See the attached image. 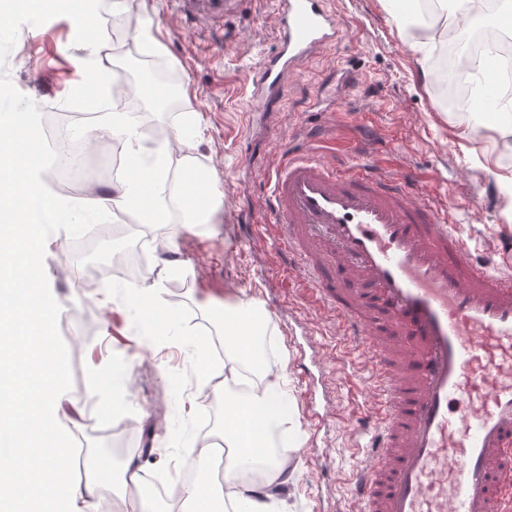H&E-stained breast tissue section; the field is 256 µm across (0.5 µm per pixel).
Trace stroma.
<instances>
[{"label": "stroma", "mask_w": 512, "mask_h": 512, "mask_svg": "<svg viewBox=\"0 0 512 512\" xmlns=\"http://www.w3.org/2000/svg\"><path fill=\"white\" fill-rule=\"evenodd\" d=\"M328 8L340 28L336 44L289 76L284 97L269 101L246 89L244 79L277 48L275 0H241L235 12L225 15L223 30L203 40L190 37L186 23L172 19V0H121L116 8L105 0L100 12L106 41L99 52L127 84L121 109L137 113L144 143L155 147L174 140L186 112L198 115L199 141L168 156V173L179 180L189 163L208 171L223 194L222 206L205 231L193 224L181 227L170 252L161 248L165 229L150 227L146 266L162 279L169 306L193 340L206 343L211 364L224 362L218 314L224 302L246 299L268 313L267 339L284 357L288 394L291 445L284 450V481L273 487L283 512H352L349 478L360 461L357 423L375 394L369 354L340 353L333 321L303 308L295 294L281 287L280 276L300 280L303 268L289 267L271 240L247 244L238 237L239 224L266 220L267 176L278 153L312 127L341 141L368 139L369 150L403 170L432 174L434 200L470 237L474 261H484L486 249L512 235L508 202L499 186L500 177H512V135L502 136L493 127L467 133L458 124L459 110L480 76L459 68L457 57L441 53L445 41L462 35L456 4H449L447 13L422 33L436 47L434 67L446 72L439 85L421 77L417 55L383 0H329ZM146 29L179 78L178 99L162 110L142 93L147 77L167 83L166 76L156 75L155 59L140 37ZM62 67L60 79L48 80L40 53L21 54L12 63L10 79L24 95L39 100L51 120L101 125L103 112H77L66 105L74 70L67 60ZM332 93L341 100L339 108L319 105L320 97ZM44 265L53 296L77 300L74 319L84 331L79 356L67 357L63 365L76 414L65 434L80 451L74 479L98 484L105 512H181L178 496L160 495L142 504L137 490L125 485L122 469L135 459L145 478L152 479L178 466L180 451L169 442V423L182 413L180 393L195 387L193 373H186L181 390H174L165 369L180 364L179 352L149 355L132 340L122 315L101 310L96 289L75 287L74 270H89L91 263L74 240L50 236ZM107 354L115 355L119 368L128 369L133 379V408L108 432L88 408L85 379L76 375L77 368ZM320 368L329 375L331 402L319 424L308 416L306 391ZM190 423L196 452H205L211 438L224 431L223 399L208 392L197 396Z\"/></svg>", "instance_id": "stroma-1"}]
</instances>
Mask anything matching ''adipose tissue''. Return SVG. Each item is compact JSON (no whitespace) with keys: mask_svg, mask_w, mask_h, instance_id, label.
<instances>
[{"mask_svg":"<svg viewBox=\"0 0 512 512\" xmlns=\"http://www.w3.org/2000/svg\"><path fill=\"white\" fill-rule=\"evenodd\" d=\"M512 33V0H495L493 12L483 21L476 35L488 47L485 54L475 57L474 66L481 75L471 101L462 107L460 123L466 130L490 124L499 126L502 133L512 132V99L502 89L512 83V59L494 54L493 46L506 34ZM78 78L71 93L104 90L109 71L95 45H87L83 55L73 57ZM106 130L123 143L126 165L119 178L112 181L111 196L102 198L98 208L112 207L137 212L145 224H158L176 230L184 224H208L221 200L220 193L209 181L206 171L186 167L184 181L201 184L202 189L192 203H185L181 189L167 185L162 176L168 147H146L139 136L138 124L132 113L110 112L106 115ZM98 302L107 311L123 312L138 329L134 339L140 346L157 353L179 346L186 350L184 366L170 370L173 383H180L185 368L195 372L199 390L210 387L216 375L206 364L205 348L201 343L186 339L182 322L168 307L165 289L152 271H145L139 285L127 287L107 283L98 291ZM221 317L224 321V358L230 364L248 359L250 368L263 382L260 390H231L224 402L230 407L224 419L225 436L242 435L247 453L237 457L224 468V482L231 491L223 498L210 481V465L204 455L193 454L186 445L191 430L186 418L171 424L173 443L183 445L180 472L185 480L181 491L192 512H221L230 506L232 512H277L278 500L274 493L256 494L254 487L239 484L236 473L262 465L271 478H278L282 468L278 464L277 449L287 447L285 427L287 400L281 383L283 360L280 352L266 341L267 317L254 303L225 304ZM65 397V382L61 371H53L44 392L35 399L37 407L30 425L44 432V446L40 451L41 492L24 502L22 512H102L98 488L82 485L72 478V450L60 436L63 425L54 406ZM252 418L251 429L238 433L237 414Z\"/></svg>","mask_w":512,"mask_h":512,"instance_id":"ef3b65f1","label":"adipose tissue"}]
</instances>
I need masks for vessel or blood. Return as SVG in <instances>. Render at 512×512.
<instances>
[{"instance_id": "obj_1", "label": "vessel or blood", "mask_w": 512, "mask_h": 512, "mask_svg": "<svg viewBox=\"0 0 512 512\" xmlns=\"http://www.w3.org/2000/svg\"><path fill=\"white\" fill-rule=\"evenodd\" d=\"M201 30L239 0H175ZM280 44L251 78L283 94L289 72L335 42L323 0H278ZM321 136L268 175L263 229L303 267L296 295L371 356L372 438L352 477L358 512H512V274L470 245L416 180L367 153L333 165Z\"/></svg>"}]
</instances>
